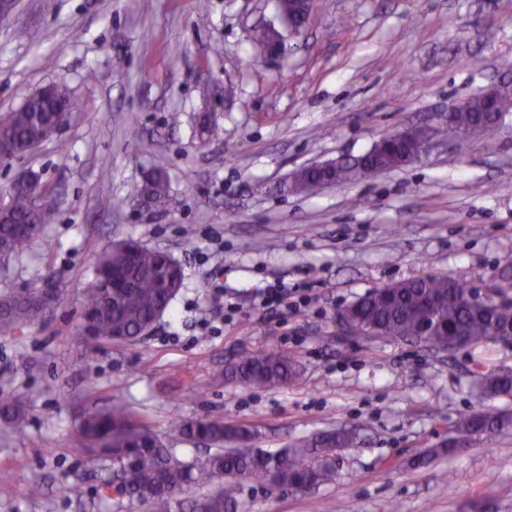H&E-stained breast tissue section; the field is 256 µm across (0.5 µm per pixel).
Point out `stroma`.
<instances>
[{"instance_id": "35a3bbf8", "label": "stroma", "mask_w": 512, "mask_h": 512, "mask_svg": "<svg viewBox=\"0 0 512 512\" xmlns=\"http://www.w3.org/2000/svg\"><path fill=\"white\" fill-rule=\"evenodd\" d=\"M279 23L277 0H21L0 23V111L54 81L79 103L58 140L0 162V189L32 170L58 201L0 295L48 278L64 290L43 322L0 334V398L28 412L19 430L0 421V470L12 475L0 512H148L104 496L111 460L73 441L77 412L113 395L184 461L196 451L173 436L180 418L251 426L268 452L354 433L326 483L300 493L244 481L239 512H512V431L409 464L481 406L480 367L512 368V345L446 355L344 339L335 323L394 281L448 274L481 288L512 272V109L492 132L447 138L408 165L314 195L293 188L304 167L512 89V0H312L302 35L255 58L254 28ZM206 115L216 135L202 134ZM156 167L170 182L163 212L133 198ZM127 238L170 252L183 286L142 342L88 345L78 325L94 258ZM280 279L296 306L254 304ZM272 350L300 355L297 381L225 383L236 355Z\"/></svg>"}]
</instances>
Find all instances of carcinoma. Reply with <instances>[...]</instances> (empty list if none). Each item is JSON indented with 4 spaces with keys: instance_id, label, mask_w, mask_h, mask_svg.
Here are the masks:
<instances>
[{
    "instance_id": "carcinoma-1",
    "label": "carcinoma",
    "mask_w": 512,
    "mask_h": 512,
    "mask_svg": "<svg viewBox=\"0 0 512 512\" xmlns=\"http://www.w3.org/2000/svg\"><path fill=\"white\" fill-rule=\"evenodd\" d=\"M75 109L68 86L53 82L29 95L19 107L0 113V161L27 155L30 141L47 132L59 109ZM479 99L465 101L448 115V136L479 126L488 132L494 119L483 118ZM362 164H340L334 172L339 184L352 183L361 174L395 162V158L372 147L360 156ZM322 174L306 171L295 188L318 191ZM137 194L157 208L170 206L169 178L156 168L148 173ZM43 187L8 192L0 210V267L19 256L47 227L56 221L52 203H39ZM184 277L181 263L157 249L135 240L117 242L95 259L94 278L86 288L79 327L86 341L134 344L168 309ZM476 293L468 282L445 274L403 280L375 288L348 305L363 331L379 338L408 340L424 338L437 347L444 337L454 336L473 345L494 336L497 302L477 311ZM45 299L41 289L0 297V331L9 332L23 323L44 319ZM300 374L298 356L279 352L246 353L224 369V381L245 387L278 389ZM487 399L512 398V369H488L479 374ZM0 418L20 427L27 420L25 408L0 401ZM512 428V409H481L456 421L457 444L431 448L415 457L418 467L431 459L451 454L469 444L489 425ZM182 439L205 442L213 451L191 461H182L167 448L147 421L135 417L124 400L115 396L104 409L88 411L78 419L76 438L87 451H98L112 460L126 495L148 505L149 512H237L236 487L243 480L266 482L279 490L310 488L333 475L336 447H348L353 436L347 429H333L312 439H303L277 452L251 448L248 428H232L219 418L183 420L174 427Z\"/></svg>"
}]
</instances>
